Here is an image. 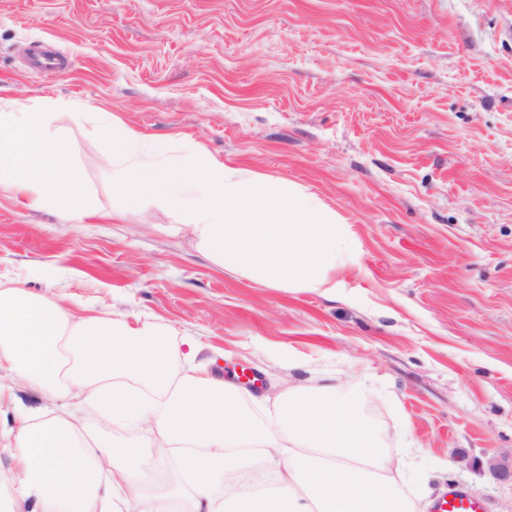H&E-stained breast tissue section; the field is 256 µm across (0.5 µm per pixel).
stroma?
I'll list each match as a JSON object with an SVG mask.
<instances>
[{
    "instance_id": "35a3bbf8",
    "label": "stroma",
    "mask_w": 512,
    "mask_h": 512,
    "mask_svg": "<svg viewBox=\"0 0 512 512\" xmlns=\"http://www.w3.org/2000/svg\"><path fill=\"white\" fill-rule=\"evenodd\" d=\"M35 44L66 67H30ZM0 107L83 113L51 129L95 205L128 212L78 224L0 190L1 282L191 338L260 394L365 388L413 499L512 512L488 469L512 460V0H0ZM110 121L336 209L335 294L224 270L185 227L194 182L182 210L121 199ZM432 512H484L480 499L466 491L449 488L432 505Z\"/></svg>"
}]
</instances>
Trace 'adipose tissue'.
<instances>
[{
  "instance_id": "obj_1",
  "label": "adipose tissue",
  "mask_w": 512,
  "mask_h": 512,
  "mask_svg": "<svg viewBox=\"0 0 512 512\" xmlns=\"http://www.w3.org/2000/svg\"><path fill=\"white\" fill-rule=\"evenodd\" d=\"M54 115L0 111V188L26 208L100 217ZM195 347L159 329L0 283V448L15 485L11 512H418L405 491L409 449L391 448L359 413L362 394L335 383L288 386L266 424L246 392L210 376ZM31 389L43 403L19 404ZM135 429L117 444L93 430ZM257 454L274 494L232 491L224 478Z\"/></svg>"
}]
</instances>
